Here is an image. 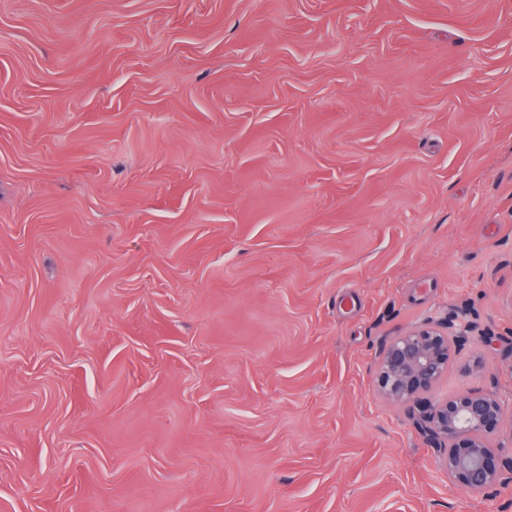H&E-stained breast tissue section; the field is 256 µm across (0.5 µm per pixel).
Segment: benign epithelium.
<instances>
[{
    "instance_id": "benign-epithelium-1",
    "label": "benign epithelium",
    "mask_w": 512,
    "mask_h": 512,
    "mask_svg": "<svg viewBox=\"0 0 512 512\" xmlns=\"http://www.w3.org/2000/svg\"><path fill=\"white\" fill-rule=\"evenodd\" d=\"M479 334L478 324L451 315L444 325L423 323L394 337L380 352L375 387L394 405L413 404L419 430L438 447L448 481L464 493L479 495L512 482V426L503 429L505 402L493 390H462L432 401L425 397L447 374L455 345Z\"/></svg>"
}]
</instances>
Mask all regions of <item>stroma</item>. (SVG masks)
Returning a JSON list of instances; mask_svg holds the SVG:
<instances>
[{"label": "stroma", "instance_id": "obj_1", "mask_svg": "<svg viewBox=\"0 0 512 512\" xmlns=\"http://www.w3.org/2000/svg\"><path fill=\"white\" fill-rule=\"evenodd\" d=\"M512 401V0H0V512H512L374 378Z\"/></svg>", "mask_w": 512, "mask_h": 512}]
</instances>
